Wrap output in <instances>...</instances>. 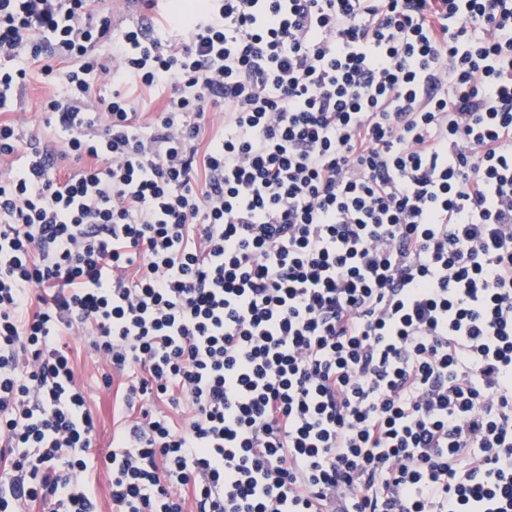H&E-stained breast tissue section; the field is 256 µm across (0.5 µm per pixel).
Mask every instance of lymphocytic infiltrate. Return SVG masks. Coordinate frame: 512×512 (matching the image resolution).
<instances>
[{
    "label": "lymphocytic infiltrate",
    "instance_id": "1",
    "mask_svg": "<svg viewBox=\"0 0 512 512\" xmlns=\"http://www.w3.org/2000/svg\"><path fill=\"white\" fill-rule=\"evenodd\" d=\"M166 2L0 0V512H96L75 336L112 512H512V0ZM148 13H150V10L143 5L142 0H115L112 4L113 24L121 18H143ZM138 22V20L126 19L119 26L123 27ZM53 90L52 84L44 82L42 78H34L22 91L18 92L17 101L14 103L17 104L18 109L28 112L30 118L29 125L24 129L27 139H48L51 131L46 128L43 115L39 111L43 98L47 94H51ZM83 380L91 384L89 391L94 398V412L97 419L98 432L94 446L98 469L95 474L94 488L98 512H112L109 475L106 467V457L112 452V431L116 427L117 411L115 406V388L107 392L96 387L99 372L94 362L86 355L78 362Z\"/></svg>",
    "mask_w": 512,
    "mask_h": 512
}]
</instances>
